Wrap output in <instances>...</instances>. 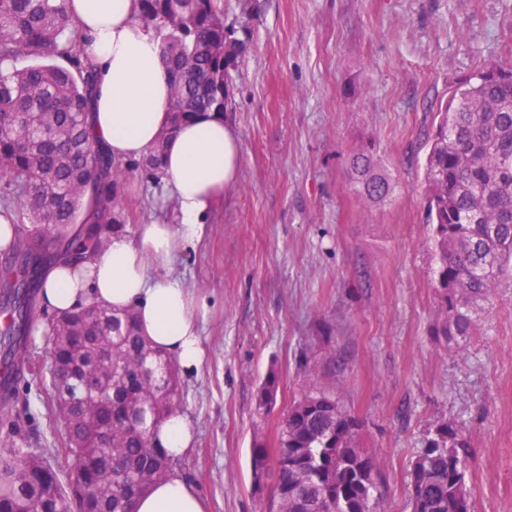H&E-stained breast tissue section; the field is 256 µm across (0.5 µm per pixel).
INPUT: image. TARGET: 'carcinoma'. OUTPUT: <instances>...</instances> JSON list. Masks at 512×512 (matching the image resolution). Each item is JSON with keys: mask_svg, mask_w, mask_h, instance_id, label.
<instances>
[{"mask_svg": "<svg viewBox=\"0 0 512 512\" xmlns=\"http://www.w3.org/2000/svg\"><path fill=\"white\" fill-rule=\"evenodd\" d=\"M65 0H0V216L14 231L0 249V363L45 373L50 414L64 447L33 449L8 435L0 446V512H132L133 501L178 459L154 431L178 410L171 356L149 346L131 310L91 305L49 320L45 363L27 347L43 287L60 259L89 261L126 231L123 181L161 182L164 143L188 119L224 116L229 67L247 48L220 0H138V20L160 39L170 78L169 126L147 154L112 160L90 137L96 65L84 56ZM29 57L22 69L8 63ZM61 58L67 65L55 64ZM348 182L385 201L389 174L367 141L349 156ZM425 209L438 317L434 335L470 334L478 310L512 269V68L486 63L456 87L431 138ZM112 360V372L100 358ZM308 389L280 418L269 452L254 434V485L271 488V512H381L376 460L359 448V421L336 394ZM278 373L257 388L256 408L277 404ZM470 448L446 423L426 437L409 472L411 512H473Z\"/></svg>", "mask_w": 512, "mask_h": 512, "instance_id": "1", "label": "carcinoma"}]
</instances>
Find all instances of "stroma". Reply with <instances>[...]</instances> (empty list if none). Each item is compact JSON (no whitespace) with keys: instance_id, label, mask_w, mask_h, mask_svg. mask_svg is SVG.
Returning <instances> with one entry per match:
<instances>
[{"instance_id":"35a3bbf8","label":"stroma","mask_w":512,"mask_h":512,"mask_svg":"<svg viewBox=\"0 0 512 512\" xmlns=\"http://www.w3.org/2000/svg\"><path fill=\"white\" fill-rule=\"evenodd\" d=\"M229 18L249 44L231 68L226 117L240 145L235 184L173 275L207 303L205 358L181 377L194 442L176 471L208 512H268L251 443L275 448L280 413L315 380L359 419L380 464L386 512H410L408 474L445 422L469 441L474 512H512V283L483 303L473 334H434L423 210L428 137L456 86L488 61L512 65V0H251ZM373 138L394 183L384 202L348 185V155ZM128 231L175 222L162 186L129 174ZM279 376L275 412L258 385ZM52 392L23 372L0 404V439L56 448ZM279 387L278 373L270 370L264 380L257 388L256 408L261 414H270L277 404V393Z\"/></svg>"}]
</instances>
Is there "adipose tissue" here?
I'll use <instances>...</instances> for the list:
<instances>
[{
    "mask_svg": "<svg viewBox=\"0 0 512 512\" xmlns=\"http://www.w3.org/2000/svg\"><path fill=\"white\" fill-rule=\"evenodd\" d=\"M65 8L84 36V55L97 66L89 116L94 142L105 145L117 160L142 157L169 123L170 83L157 37L137 20V0H65ZM239 155L237 135L224 118L208 113L182 124L164 154L166 188L178 223L142 224L135 235H114L85 278L74 265L55 264L44 276V304L57 313L92 303L135 308L142 335L185 373L196 372L204 356L201 304L169 268L203 237V219L233 185ZM133 510L206 512V504L173 472L138 497Z\"/></svg>",
    "mask_w": 512,
    "mask_h": 512,
    "instance_id": "ef3b65f1",
    "label": "adipose tissue"
}]
</instances>
